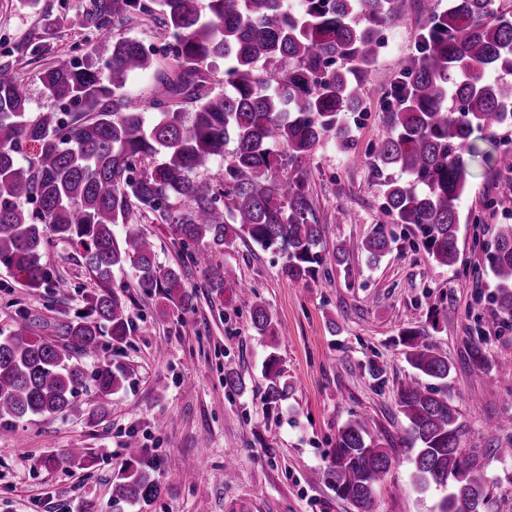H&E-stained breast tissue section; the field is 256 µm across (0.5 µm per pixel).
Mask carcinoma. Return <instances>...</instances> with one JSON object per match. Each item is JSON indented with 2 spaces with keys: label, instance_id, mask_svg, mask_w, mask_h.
<instances>
[{
  "label": "carcinoma",
  "instance_id": "obj_1",
  "mask_svg": "<svg viewBox=\"0 0 512 512\" xmlns=\"http://www.w3.org/2000/svg\"><path fill=\"white\" fill-rule=\"evenodd\" d=\"M415 2L424 0H300L296 10L283 0H89L84 21L102 35L95 57L39 71L45 93L68 111L34 118L12 52H0V265L26 287L64 297L68 282L42 262L48 247L63 244L99 283L84 313L57 325L61 341L34 333L27 314L0 333L1 420L76 410L89 380L98 409L122 388V370L106 364L88 377L72 363L97 351L103 331L119 343L129 334L127 306L110 291L116 269L131 266L139 287L176 301L181 313L195 309L185 269H202L208 287L224 295L230 272L213 255L238 239L281 251L291 282L318 277L327 256L308 191L316 151L332 142L357 157L346 116L365 102L381 26L407 20ZM135 13L156 21L161 52L116 34ZM492 71L512 72V13L497 0H448L446 10L430 14L418 48L400 62V84L386 93L391 128L371 161L383 209L393 223L413 225L442 266L459 259L457 203L469 162L484 156L473 134L512 123V83L489 79ZM134 73L150 74L143 94L154 110L150 122L125 91ZM27 145L33 149L21 162L17 154ZM217 159L222 171L203 177ZM136 210L170 225L179 266L157 262L153 241L131 223ZM117 224L125 228L121 238L113 234ZM394 242L387 225L377 224L361 251L375 263ZM489 259L492 301L512 319V224L497 225ZM250 318L268 347L278 346L282 332L263 301L253 302ZM399 343L410 367L448 382V357L425 329H400ZM468 356L473 369L488 372L482 343L470 342ZM264 378L263 401L272 409L288 391L273 355ZM396 396L415 446L414 488L447 489L438 512H482L485 481L468 462L474 455L459 446L456 406L411 382ZM126 448L127 464L112 479V512L148 506L162 491L138 441ZM86 461L83 448L52 459L69 468ZM390 465L387 448L356 415L338 429L320 479L356 512H377L376 488Z\"/></svg>",
  "mask_w": 512,
  "mask_h": 512
}]
</instances>
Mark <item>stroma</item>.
<instances>
[{
	"mask_svg": "<svg viewBox=\"0 0 512 512\" xmlns=\"http://www.w3.org/2000/svg\"><path fill=\"white\" fill-rule=\"evenodd\" d=\"M83 3L40 0L30 10L18 0H0V51H12L32 114L61 108L36 78L42 63L90 54L98 44L82 25ZM426 23L416 8L399 27L383 28L377 60L364 77L366 108L347 116L359 156L325 144L308 178L327 250L360 243L374 224L385 223L395 239L392 251L374 265L357 252L348 266L330 262L327 275L292 283L282 274L280 254L239 241L214 256L232 272L223 296L212 294L203 271L190 270L185 285L197 299L185 315L139 288L131 268L114 271L112 289L127 305L130 333L120 344L103 337L96 354L77 363L88 373L104 363L122 367L126 380L101 415L92 411L89 388L79 396L82 411L0 420V512H112V478L124 468L132 438L156 462L162 493L128 512H355L310 473L326 466L338 428L356 414L392 458L377 489L378 512H435L438 492L412 486L406 422L396 405L398 386L429 379L408 365L395 343L400 328L430 327L433 311L439 323L430 327V338L452 366L447 392L460 413V445L476 449L475 464L486 479L485 512H512V321L490 301L495 282L487 260L494 228L512 224V126L476 135L489 156L470 165L458 204L460 257L451 268L428 257L413 226L391 223L365 155L391 126L381 93L395 84L400 60L416 49ZM32 32L46 35L39 62L22 46ZM133 220L153 239L160 263H180L168 224L155 215ZM43 260L70 282V296L23 287L1 268L0 332L17 328L25 312L38 320L42 336L55 338L56 324L72 318L95 290L72 249L51 247ZM257 298L286 330L276 349L251 326ZM478 338L493 361L484 375L471 368L467 354ZM271 354L289 384L274 409L263 403V364ZM370 362L382 369V380L364 372ZM228 364L243 379L242 391L225 387ZM489 418L501 423L492 437L483 430ZM65 448L86 449L84 469L47 465Z\"/></svg>",
	"mask_w": 512,
	"mask_h": 512,
	"instance_id": "stroma-1",
	"label": "stroma"
}]
</instances>
